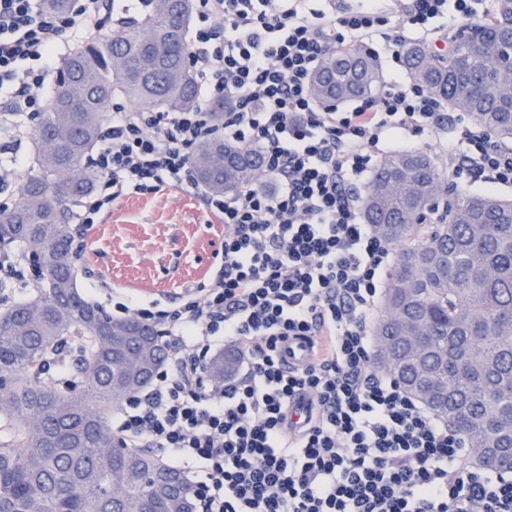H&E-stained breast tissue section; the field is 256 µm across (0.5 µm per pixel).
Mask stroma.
Listing matches in <instances>:
<instances>
[{"label":"stroma","instance_id":"obj_1","mask_svg":"<svg viewBox=\"0 0 512 512\" xmlns=\"http://www.w3.org/2000/svg\"><path fill=\"white\" fill-rule=\"evenodd\" d=\"M223 250L224 227L209 223L195 191L131 194L101 212L75 248L78 288L107 312L116 293L172 308L187 286L215 274Z\"/></svg>","mask_w":512,"mask_h":512}]
</instances>
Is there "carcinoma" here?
<instances>
[{
    "label": "carcinoma",
    "mask_w": 512,
    "mask_h": 512,
    "mask_svg": "<svg viewBox=\"0 0 512 512\" xmlns=\"http://www.w3.org/2000/svg\"><path fill=\"white\" fill-rule=\"evenodd\" d=\"M191 16L150 0L149 10L113 36L102 35L63 61L55 96L29 144L37 174L0 221V244L20 243L37 260L38 296L0 313V512H124L143 496L148 512H195L183 473L143 449L119 455L109 424L112 403L148 385L167 358L155 327L112 318L80 293L64 222L68 201L89 194L99 172L90 158L103 113L115 97L153 111L196 107L188 68ZM512 0L448 39L443 55L421 42L401 52L406 73L430 96L512 139ZM164 41L167 52L153 54ZM374 56L360 46L327 51L309 90L321 105L373 95ZM198 180L229 193L256 175L260 156L221 138L198 145ZM448 178L426 152L391 153L376 166L362 218L397 250L374 335L387 338L380 369L418 397L435 378L448 392L449 425L472 447L512 449V199L440 193ZM89 344L76 358L81 387L43 378V361L64 342ZM239 363L233 349L210 367L217 381Z\"/></svg>",
    "instance_id": "cac0c4a2"
}]
</instances>
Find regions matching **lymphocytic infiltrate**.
Returning a JSON list of instances; mask_svg holds the SVG:
<instances>
[{"instance_id":"obj_1","label":"lymphocytic infiltrate","mask_w":512,"mask_h":512,"mask_svg":"<svg viewBox=\"0 0 512 512\" xmlns=\"http://www.w3.org/2000/svg\"><path fill=\"white\" fill-rule=\"evenodd\" d=\"M308 0H194L203 25L191 36L197 108L143 112L116 102L93 160L97 187L70 211L94 224L129 194L175 184L197 189L195 147L224 138L257 148L258 178L230 194L204 195L224 226L215 278L188 287L183 303L154 310L117 303L118 316L156 326L169 359L127 399L113 432L130 448H158L182 468L198 512H512V473L467 465V438L449 429L373 362V324L394 249L364 223L354 186L384 144L415 150L439 131L454 183L486 193L512 185V142L449 111L402 74L376 100L325 107L308 82L327 49L381 36L439 47L451 22L488 18L494 0H379L353 10ZM105 0H78L63 15L43 0H0V126L28 133L61 68L60 45L99 35ZM232 101L222 124L207 112ZM318 342L315 361L286 367L287 340ZM246 355L224 384L208 375L225 342ZM309 395L311 412L288 431V409Z\"/></svg>"}]
</instances>
